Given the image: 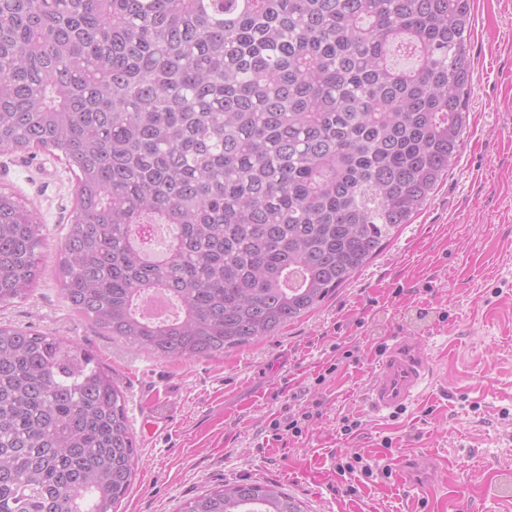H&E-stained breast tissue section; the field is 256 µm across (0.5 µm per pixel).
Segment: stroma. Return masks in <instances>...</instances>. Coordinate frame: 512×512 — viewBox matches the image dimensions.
Returning <instances> with one entry per match:
<instances>
[{
    "mask_svg": "<svg viewBox=\"0 0 512 512\" xmlns=\"http://www.w3.org/2000/svg\"><path fill=\"white\" fill-rule=\"evenodd\" d=\"M469 125L425 207L316 310L274 336L217 357L161 359L106 336L68 306L58 282L74 182L48 153L0 154V189L47 227L43 275L0 324L72 340L112 374L137 437L136 476L119 512H181L227 482L279 484L308 512H512L493 484L512 473V0H474ZM415 340L434 369L395 417L365 400L382 347ZM310 413L300 436L276 421ZM359 421L352 434L343 420ZM360 452L372 477L338 472ZM415 455L425 486L402 481Z\"/></svg>",
    "mask_w": 512,
    "mask_h": 512,
    "instance_id": "35a3bbf8",
    "label": "stroma"
}]
</instances>
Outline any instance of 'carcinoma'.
<instances>
[{
	"mask_svg": "<svg viewBox=\"0 0 512 512\" xmlns=\"http://www.w3.org/2000/svg\"><path fill=\"white\" fill-rule=\"evenodd\" d=\"M473 0H0V153L74 176L71 308L154 357L260 341L346 285L427 204L468 125ZM403 53L411 65L400 67ZM155 224L174 227L156 256ZM44 225L0 190V304ZM164 295L162 321L137 308ZM137 448L80 345L0 325V512H116ZM182 512H306L233 482Z\"/></svg>",
	"mask_w": 512,
	"mask_h": 512,
	"instance_id": "carcinoma-1",
	"label": "carcinoma"
}]
</instances>
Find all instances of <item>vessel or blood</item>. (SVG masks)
I'll return each instance as SVG.
<instances>
[{
	"label": "vessel or blood",
	"mask_w": 512,
	"mask_h": 512,
	"mask_svg": "<svg viewBox=\"0 0 512 512\" xmlns=\"http://www.w3.org/2000/svg\"><path fill=\"white\" fill-rule=\"evenodd\" d=\"M428 364L415 341L394 337L377 362L368 387L375 412L392 413L415 400L429 380Z\"/></svg>",
	"instance_id": "b4317fda"
}]
</instances>
